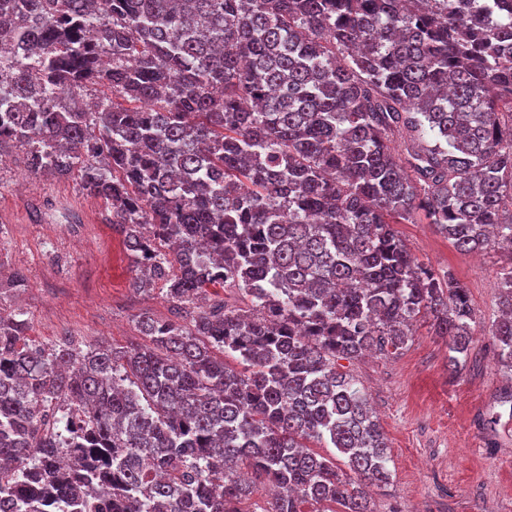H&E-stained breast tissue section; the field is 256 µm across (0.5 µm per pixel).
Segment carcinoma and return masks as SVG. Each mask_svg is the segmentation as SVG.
Listing matches in <instances>:
<instances>
[{"label":"carcinoma","instance_id":"obj_1","mask_svg":"<svg viewBox=\"0 0 512 512\" xmlns=\"http://www.w3.org/2000/svg\"><path fill=\"white\" fill-rule=\"evenodd\" d=\"M1 56L0 154L103 200L172 308L85 350L0 312V512H374L389 446L339 361L419 317L467 352V289L394 225L512 249V0H0Z\"/></svg>","mask_w":512,"mask_h":512}]
</instances>
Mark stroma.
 Here are the masks:
<instances>
[{"instance_id": "stroma-1", "label": "stroma", "mask_w": 512, "mask_h": 512, "mask_svg": "<svg viewBox=\"0 0 512 512\" xmlns=\"http://www.w3.org/2000/svg\"><path fill=\"white\" fill-rule=\"evenodd\" d=\"M102 200L76 181L26 170L25 151L0 159V265L26 285L0 295V311L26 313L30 338L73 337L80 347L140 341L136 317H168L160 291L132 289L122 235ZM398 231L413 256L467 288L473 317L467 357L448 367V345L419 318L407 345L372 354L349 370L364 385L390 448L391 482L372 491L375 512H512V418L500 399L512 386L492 348L499 272L512 253L457 250L431 224Z\"/></svg>"}]
</instances>
